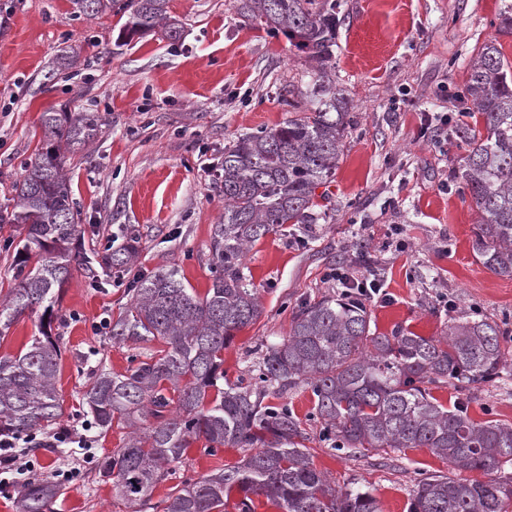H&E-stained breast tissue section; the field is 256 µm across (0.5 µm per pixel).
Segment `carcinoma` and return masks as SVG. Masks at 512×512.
<instances>
[{"instance_id": "obj_1", "label": "carcinoma", "mask_w": 512, "mask_h": 512, "mask_svg": "<svg viewBox=\"0 0 512 512\" xmlns=\"http://www.w3.org/2000/svg\"><path fill=\"white\" fill-rule=\"evenodd\" d=\"M78 16L112 11L125 17L117 41L160 26L180 35L169 0H70ZM340 0H241L245 17L282 33L314 64L317 79L305 97L310 109L283 125L245 134L224 147L221 188L224 217L212 225V286L198 296L174 266L138 278L131 303L112 321L116 342L163 341L158 358L139 361L124 374L94 373L82 399L95 424L108 430L118 418L132 428L123 448L102 463L104 476L137 506L191 446H230L245 452L234 466L186 480L164 500L162 512H225L232 492L239 512H254L262 495L279 512H380L375 496L336 489L310 460L301 421L266 400L309 387L331 448L352 453L428 448L457 470H481L484 482L432 475L416 484L410 512H508L512 483L493 477L512 463V424H476L459 409L440 404L427 385L454 380L467 391L500 378L508 356L505 333L487 318L460 312L445 335L426 338L371 328L365 303L324 298L294 312L287 336L260 343L248 372L251 382L218 387L224 347L262 314L244 273L246 250L286 224H317L320 186L332 182L349 127V102L332 86ZM465 95L483 119L486 134L457 126L468 146L454 172L478 215L472 250L487 269L512 277V63L490 42L470 62ZM100 116L63 107L42 113L41 138L25 174L12 185V209L0 224H21L15 251L16 283L0 299V336L17 316L59 306L73 266L90 263L76 250L82 228L65 166L67 154L95 139ZM138 237L107 262L124 267L137 254ZM61 351L48 331L18 355L0 356V436L31 434L64 414L56 383ZM60 494L53 482L35 480L18 512H50Z\"/></svg>"}]
</instances>
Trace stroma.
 <instances>
[{
	"instance_id": "stroma-1",
	"label": "stroma",
	"mask_w": 512,
	"mask_h": 512,
	"mask_svg": "<svg viewBox=\"0 0 512 512\" xmlns=\"http://www.w3.org/2000/svg\"><path fill=\"white\" fill-rule=\"evenodd\" d=\"M506 0H341L333 78L353 106L354 121L328 187L329 218L285 225L257 242L244 264L257 288L261 317L238 331L224 350V380L247 376L251 352L262 340L281 341L304 302L339 296L325 281L329 267L383 278L388 302L367 309L378 333L404 329L443 336L455 309L495 320L512 349V278L475 258L477 215L452 177L466 145L450 133L426 134L427 119L451 123L477 115L460 93L478 48L494 42L512 62V30H503ZM239 0H170L181 27L117 40V16L73 14L69 0H0V206L8 205L40 137L42 113L67 105L102 118L100 133L67 162L87 254L118 249L137 234L139 251L124 275L101 265L76 269L53 323L60 336L57 390L65 415L33 441H18L30 472L0 485V512H17L29 481L57 480L50 512H131L102 477V461L124 447L129 429L95 427L82 407L94 370L126 373L133 359L163 350L160 341L118 343L106 320L129 303V282L140 273L175 265L198 294L210 288L211 227L224 212L216 172L238 137L270 129L299 115L314 80L304 54L286 38L243 18ZM512 360L499 380L463 391L432 385L445 407L464 403L477 423L512 424ZM307 433L314 467L337 487L368 490L382 512H409L420 479L441 474L484 480L482 471L452 470L426 448L402 453L351 454L331 450L314 414L310 388L288 396ZM85 433V448L61 443L64 430ZM240 449H189L182 464L153 489L142 512H162L173 487L238 463Z\"/></svg>"
}]
</instances>
